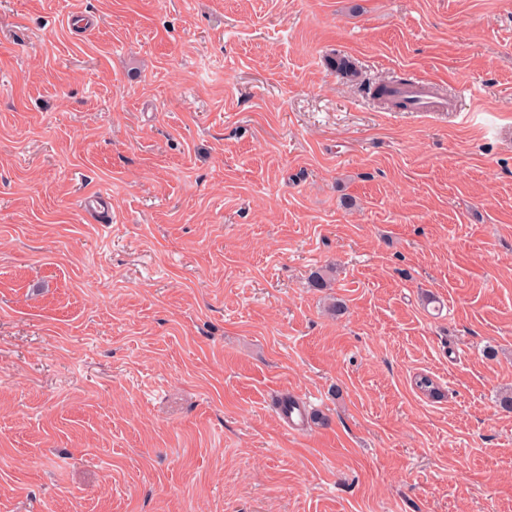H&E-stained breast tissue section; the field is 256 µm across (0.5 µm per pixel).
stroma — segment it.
<instances>
[{
  "mask_svg": "<svg viewBox=\"0 0 512 512\" xmlns=\"http://www.w3.org/2000/svg\"><path fill=\"white\" fill-rule=\"evenodd\" d=\"M507 128L512 0H0V512H512ZM392 96L401 104L394 112H448L452 101L432 92L422 81L408 82L392 87Z\"/></svg>",
  "mask_w": 512,
  "mask_h": 512,
  "instance_id": "1",
  "label": "stroma"
}]
</instances>
